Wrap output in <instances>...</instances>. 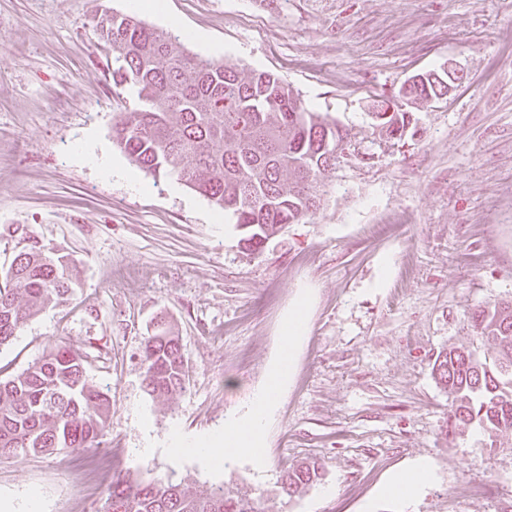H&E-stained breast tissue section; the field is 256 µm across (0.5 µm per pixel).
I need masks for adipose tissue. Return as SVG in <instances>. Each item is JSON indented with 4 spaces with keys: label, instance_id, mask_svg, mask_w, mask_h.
<instances>
[{
    "label": "adipose tissue",
    "instance_id": "adipose-tissue-1",
    "mask_svg": "<svg viewBox=\"0 0 512 512\" xmlns=\"http://www.w3.org/2000/svg\"><path fill=\"white\" fill-rule=\"evenodd\" d=\"M309 331L308 293L303 290L283 324L280 358L266 382L253 393L245 411L227 417L223 428L218 430L191 435L181 429H173L169 438L170 452L176 456L199 457L214 465L241 455L259 457L269 419L288 384L296 352ZM429 479L428 462L418 459L395 472L381 492L388 496L414 498L423 492Z\"/></svg>",
    "mask_w": 512,
    "mask_h": 512
}]
</instances>
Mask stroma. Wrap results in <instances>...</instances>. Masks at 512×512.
<instances>
[{
    "label": "stroma",
    "instance_id": "obj_1",
    "mask_svg": "<svg viewBox=\"0 0 512 512\" xmlns=\"http://www.w3.org/2000/svg\"><path fill=\"white\" fill-rule=\"evenodd\" d=\"M147 24L187 31L190 53L281 77L349 130L319 210L247 255L235 224L173 179L153 180L112 142L133 109L112 84L102 10L130 0H0V268L12 227L68 256L77 285L0 347V378L59 343L109 386L95 452L0 464V501L42 512L85 500L72 471L175 474L202 492L229 484L257 512H512V434L448 431L452 397L439 351L475 344L470 315L512 303V0H163ZM454 63L450 96L415 111L405 137L382 134L371 107L413 75ZM94 136L98 163L75 155ZM391 257L385 287L378 261ZM311 331L268 429L261 460L218 467L168 451L169 433L222 428L263 385L302 284ZM180 338L189 383L173 405L145 391L138 360L157 315ZM151 452H144V444ZM432 466L414 500L379 489L415 459ZM323 478L276 494L288 467Z\"/></svg>",
    "mask_w": 512,
    "mask_h": 512
}]
</instances>
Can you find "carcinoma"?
I'll list each match as a JSON object with an SVG mask.
<instances>
[{"label": "carcinoma", "instance_id": "cac0c4a2", "mask_svg": "<svg viewBox=\"0 0 512 512\" xmlns=\"http://www.w3.org/2000/svg\"><path fill=\"white\" fill-rule=\"evenodd\" d=\"M100 38L112 48V82L129 86L136 108L118 112L112 140L132 162L155 177H174L230 215L241 231V248L255 254L288 224L320 208L326 184L350 133L311 110L278 76L186 53L174 30L128 15L102 13ZM442 71L420 74L404 97L421 105L446 95ZM411 124L408 112L382 119L392 136ZM0 270V347L50 302L74 293L71 261L37 237ZM476 335L492 343L488 356L475 347L438 354L436 380L454 394L450 426L463 432L477 423L512 432V305L480 307L470 316ZM146 393L162 403L186 390L187 362L166 317H156L140 352ZM110 412L108 390L87 375L84 362L51 344L22 373L0 381V463L28 454L91 452ZM320 478L305 464L280 478L278 492L301 495ZM97 512H255L251 502L221 484L197 495L183 482L112 478Z\"/></svg>", "mask_w": 512, "mask_h": 512}]
</instances>
